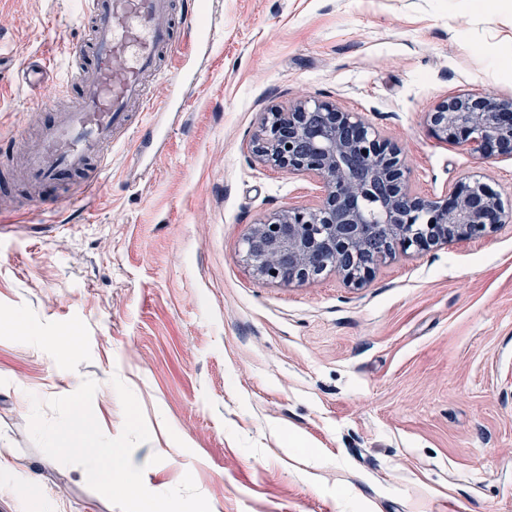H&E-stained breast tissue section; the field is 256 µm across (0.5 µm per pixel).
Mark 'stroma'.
Segmentation results:
<instances>
[{
  "mask_svg": "<svg viewBox=\"0 0 512 512\" xmlns=\"http://www.w3.org/2000/svg\"><path fill=\"white\" fill-rule=\"evenodd\" d=\"M82 2L0 0V139L52 119L23 69L44 56L46 87L61 80ZM203 15L201 77L178 86L156 157L114 147L81 208L48 186L0 214V512H117L29 432L31 396L90 378L119 436L115 376L151 431L131 453L145 486L192 474L211 512H512V223L397 254L359 288L261 281L242 253L251 224L324 193L251 154L263 114L305 97L396 142L416 193L478 174L512 204V158L426 123L451 95L512 96V0H207ZM17 316L80 345L30 341Z\"/></svg>",
  "mask_w": 512,
  "mask_h": 512,
  "instance_id": "obj_1",
  "label": "stroma"
}]
</instances>
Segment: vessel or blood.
I'll use <instances>...</instances> for the list:
<instances>
[{"mask_svg":"<svg viewBox=\"0 0 512 512\" xmlns=\"http://www.w3.org/2000/svg\"><path fill=\"white\" fill-rule=\"evenodd\" d=\"M200 0H88V32L76 46L77 95L59 87L43 101L55 118L29 151L25 166L36 186L68 184L66 201L99 188L113 145L131 143L137 158L152 151L160 113L173 99L153 103L149 78L169 69L172 84L193 78L189 46L202 45Z\"/></svg>","mask_w":512,"mask_h":512,"instance_id":"vessel-or-blood-1","label":"vessel or blood"}]
</instances>
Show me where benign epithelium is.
Listing matches in <instances>:
<instances>
[{
    "mask_svg": "<svg viewBox=\"0 0 512 512\" xmlns=\"http://www.w3.org/2000/svg\"><path fill=\"white\" fill-rule=\"evenodd\" d=\"M432 135L483 159L512 157V97L450 96L427 114ZM261 163L313 174L314 207H285L251 225L243 257L260 280L283 285L334 272L356 287L398 252H428L512 223V207L476 176L435 197L415 193L397 143L357 113L306 98L269 112L252 141Z\"/></svg>",
    "mask_w": 512,
    "mask_h": 512,
    "instance_id": "obj_1",
    "label": "benign epithelium"
}]
</instances>
